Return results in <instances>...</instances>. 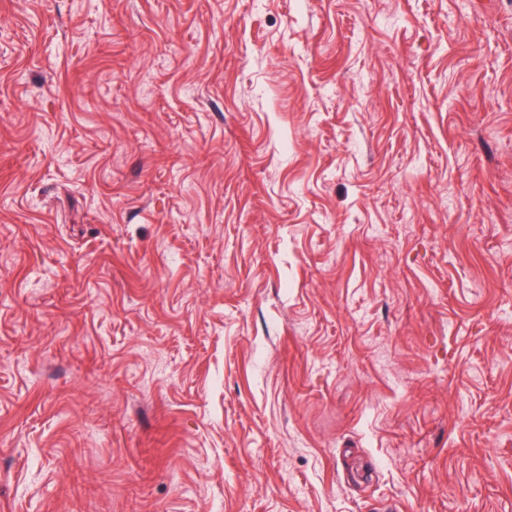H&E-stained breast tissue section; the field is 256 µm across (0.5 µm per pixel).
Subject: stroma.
Returning <instances> with one entry per match:
<instances>
[{
    "instance_id": "obj_1",
    "label": "stroma",
    "mask_w": 512,
    "mask_h": 512,
    "mask_svg": "<svg viewBox=\"0 0 512 512\" xmlns=\"http://www.w3.org/2000/svg\"><path fill=\"white\" fill-rule=\"evenodd\" d=\"M0 512H512V0H0Z\"/></svg>"
}]
</instances>
